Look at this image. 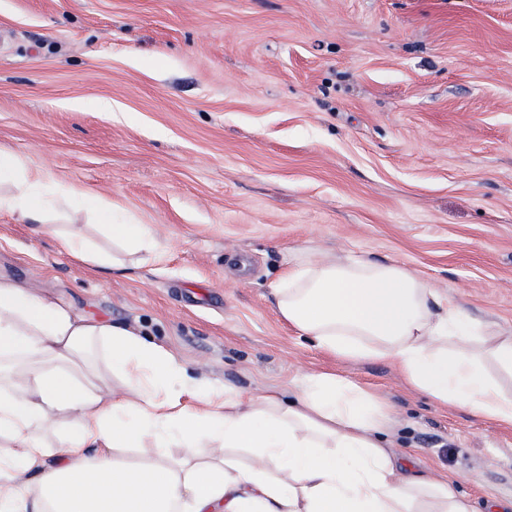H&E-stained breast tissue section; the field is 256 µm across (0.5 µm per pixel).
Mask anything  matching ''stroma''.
<instances>
[{
    "label": "stroma",
    "instance_id": "stroma-1",
    "mask_svg": "<svg viewBox=\"0 0 512 512\" xmlns=\"http://www.w3.org/2000/svg\"><path fill=\"white\" fill-rule=\"evenodd\" d=\"M0 152L50 198L45 225L0 211V275L219 387L335 371L387 402L395 452L512 512L511 427L327 356L270 300L297 251L364 255L512 332V0H0ZM105 202L157 242L122 274L48 230L102 241Z\"/></svg>",
    "mask_w": 512,
    "mask_h": 512
}]
</instances>
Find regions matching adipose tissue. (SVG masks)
I'll list each match as a JSON object with an SVG mask.
<instances>
[{
    "instance_id": "1",
    "label": "adipose tissue",
    "mask_w": 512,
    "mask_h": 512,
    "mask_svg": "<svg viewBox=\"0 0 512 512\" xmlns=\"http://www.w3.org/2000/svg\"><path fill=\"white\" fill-rule=\"evenodd\" d=\"M3 182L0 210L45 213L25 158L0 154ZM95 220L112 252L76 233L57 234L59 251L121 272L125 252L155 246L111 208ZM270 295L336 359L389 362L437 406L512 427V396L485 369L512 377V336L488 342L407 265L301 252ZM389 426L385 403L336 373L306 376L289 401L219 388L135 330L0 276V512H474L455 479L387 447Z\"/></svg>"
}]
</instances>
